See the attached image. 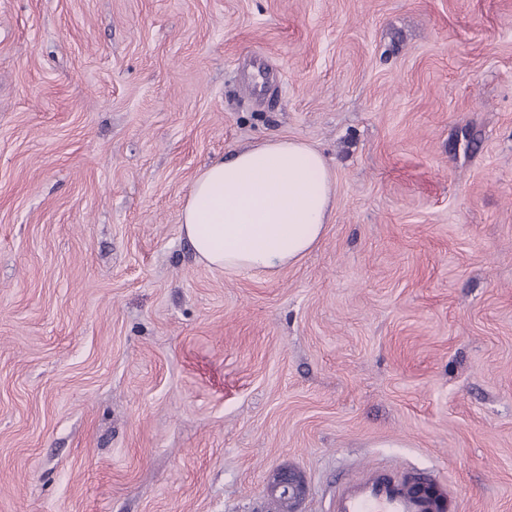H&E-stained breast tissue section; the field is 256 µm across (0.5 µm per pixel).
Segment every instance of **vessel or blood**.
<instances>
[{
	"label": "vessel or blood",
	"mask_w": 512,
	"mask_h": 512,
	"mask_svg": "<svg viewBox=\"0 0 512 512\" xmlns=\"http://www.w3.org/2000/svg\"><path fill=\"white\" fill-rule=\"evenodd\" d=\"M421 472L394 474L378 468L344 483L332 501V512H439L440 502L429 492Z\"/></svg>",
	"instance_id": "vessel-or-blood-1"
}]
</instances>
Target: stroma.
<instances>
[{
    "mask_svg": "<svg viewBox=\"0 0 512 512\" xmlns=\"http://www.w3.org/2000/svg\"><path fill=\"white\" fill-rule=\"evenodd\" d=\"M320 149L278 274L181 233L210 161ZM512 512V0H0V512H298L375 468ZM265 492L270 498L285 500L288 507L292 509L293 504L303 495L304 487L294 473L280 470L272 475Z\"/></svg>",
    "mask_w": 512,
    "mask_h": 512,
    "instance_id": "1",
    "label": "stroma"
}]
</instances>
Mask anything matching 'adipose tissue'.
Masks as SVG:
<instances>
[{"label":"adipose tissue","mask_w":512,"mask_h":512,"mask_svg":"<svg viewBox=\"0 0 512 512\" xmlns=\"http://www.w3.org/2000/svg\"><path fill=\"white\" fill-rule=\"evenodd\" d=\"M335 183L322 153L271 138L209 163L195 177L181 230L198 259L226 272L274 274L323 239Z\"/></svg>","instance_id":"adipose-tissue-1"}]
</instances>
